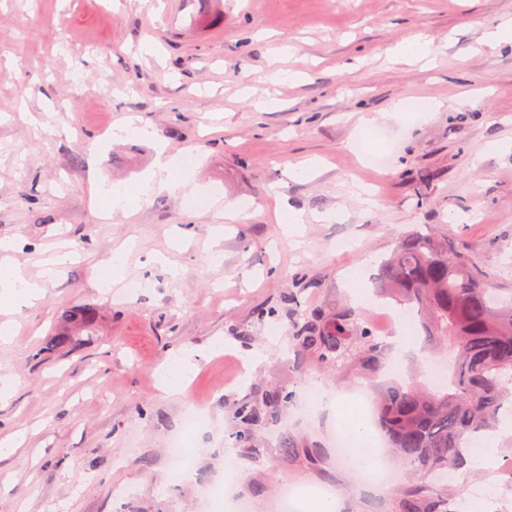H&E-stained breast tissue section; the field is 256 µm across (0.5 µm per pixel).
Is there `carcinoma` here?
<instances>
[{"mask_svg": "<svg viewBox=\"0 0 512 512\" xmlns=\"http://www.w3.org/2000/svg\"><path fill=\"white\" fill-rule=\"evenodd\" d=\"M377 291L411 307L424 350H448L445 384L431 389L412 379L396 381L378 405L379 426L406 468L399 512H447L448 474H457L471 456L472 442L512 411V295L487 288L485 276L451 240L418 232L397 238L380 260ZM301 318L297 340L331 362L343 359L347 337L367 335L345 313L326 321L305 312ZM66 319L73 329L56 335L57 346L68 344L76 332H92L98 313L75 309ZM237 418L234 440L245 447L259 414L245 404Z\"/></svg>", "mask_w": 512, "mask_h": 512, "instance_id": "obj_1", "label": "carcinoma"}]
</instances>
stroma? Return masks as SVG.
I'll return each instance as SVG.
<instances>
[{
  "label": "stroma",
  "instance_id": "obj_1",
  "mask_svg": "<svg viewBox=\"0 0 512 512\" xmlns=\"http://www.w3.org/2000/svg\"><path fill=\"white\" fill-rule=\"evenodd\" d=\"M511 16L512 0H0V239L42 288L0 342L14 382L0 438L19 442L0 450V512H200L228 452L250 512H280L286 486L328 491L336 512H394L393 487L344 467L336 416L308 406L304 385L318 379L372 425L384 387L424 376L428 358L395 353L374 313L378 263L406 232L450 238L512 291V50L479 43ZM420 34L438 43L431 66L390 58ZM277 44L301 80L269 81ZM267 95L276 110L257 108ZM396 99L418 108L392 111ZM130 117L152 138L115 136ZM162 147L194 155L173 173L194 191L142 192ZM310 158L313 173L289 177ZM102 184L127 187L129 212L109 211ZM238 201L244 217L226 219ZM281 205L303 214L299 243ZM60 246L73 263L44 277ZM118 249L119 273L102 279ZM84 305L94 333L48 349L63 309ZM303 310L351 313L365 334L348 359L298 344ZM181 348L203 355L171 393L160 372ZM281 387L285 406L269 400ZM245 403L260 415L240 448ZM196 406L193 452L172 461ZM284 434L299 454H282ZM496 435L501 476L465 466L449 499L482 483L512 512V428Z\"/></svg>",
  "mask_w": 512,
  "mask_h": 512
}]
</instances>
